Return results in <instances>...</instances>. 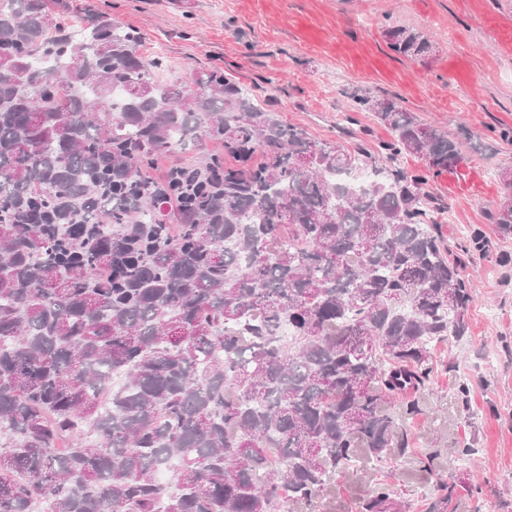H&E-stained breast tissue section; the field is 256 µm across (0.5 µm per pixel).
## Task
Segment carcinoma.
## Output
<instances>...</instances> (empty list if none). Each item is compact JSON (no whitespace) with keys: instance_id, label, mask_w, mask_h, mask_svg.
I'll use <instances>...</instances> for the list:
<instances>
[{"instance_id":"cac0c4a2","label":"carcinoma","mask_w":512,"mask_h":512,"mask_svg":"<svg viewBox=\"0 0 512 512\" xmlns=\"http://www.w3.org/2000/svg\"><path fill=\"white\" fill-rule=\"evenodd\" d=\"M80 11L77 27L0 0V512L318 509L336 472L410 447L409 394L464 333L471 283L425 190L463 143L367 94L356 109L389 139L315 141L268 88L157 83L138 32ZM383 34L434 52L423 31ZM204 140L192 219L165 227L147 169ZM361 168L359 197L332 178ZM499 178L491 220L512 233ZM442 491L426 512H448ZM388 502L378 481L359 512Z\"/></svg>"}]
</instances>
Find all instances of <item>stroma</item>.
<instances>
[{"label":"stroma","mask_w":512,"mask_h":512,"mask_svg":"<svg viewBox=\"0 0 512 512\" xmlns=\"http://www.w3.org/2000/svg\"><path fill=\"white\" fill-rule=\"evenodd\" d=\"M113 21L139 31L146 54L166 60L160 82L189 83L218 69L242 85H267L273 109L316 140L374 147L389 133L350 109L364 92L399 102L420 122L458 135L467 162L431 178L441 200V233L475 285L466 334L434 350L433 371L405 428L407 453L336 473L324 512H356L374 479L399 512H423L441 484L453 486L448 512H512V236L490 212L512 168V0H97ZM430 33L429 62L392 51L386 27ZM487 252H463L471 231ZM468 395H461V387ZM472 454H462L463 445ZM429 458L422 467L421 458Z\"/></svg>","instance_id":"stroma-1"}]
</instances>
